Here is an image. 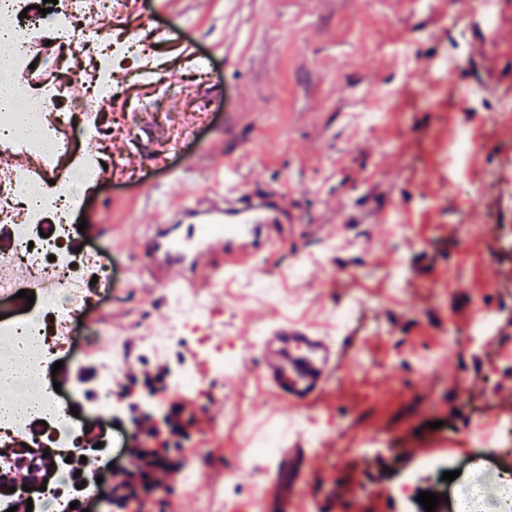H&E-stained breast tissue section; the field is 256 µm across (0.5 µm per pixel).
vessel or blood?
<instances>
[{
	"mask_svg": "<svg viewBox=\"0 0 512 512\" xmlns=\"http://www.w3.org/2000/svg\"><path fill=\"white\" fill-rule=\"evenodd\" d=\"M444 7H463L485 18L496 14L498 3L445 0ZM296 220L287 193L258 189L236 160H225L213 171L210 190L184 199L170 223L149 237V276L156 286L178 288L188 296L211 290L216 280L250 274L256 257L281 249L279 225ZM258 348L264 379L280 402L300 412L327 399L342 343L310 325L278 319Z\"/></svg>",
	"mask_w": 512,
	"mask_h": 512,
	"instance_id": "vessel-or-blood-1",
	"label": "vessel or blood"
}]
</instances>
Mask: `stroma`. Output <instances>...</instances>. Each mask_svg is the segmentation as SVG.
<instances>
[{"label":"stroma","mask_w":512,"mask_h":512,"mask_svg":"<svg viewBox=\"0 0 512 512\" xmlns=\"http://www.w3.org/2000/svg\"><path fill=\"white\" fill-rule=\"evenodd\" d=\"M145 23L165 34L115 69L111 110L139 120L130 129L109 123L107 167L77 206L87 227L70 241L99 248L114 285L88 307L55 380L89 406L91 330L124 336L130 360L112 383L111 418L122 450L194 457L198 483L184 492L170 475L165 486L117 498L112 512H205L210 501L215 512H239L257 500L276 463L239 472L244 437L282 409L260 377L255 331L285 316L330 332L350 303L344 365L327 404L312 411L336 454L319 455L297 434L291 447L311 460L295 490L341 512H425L420 493L446 494L444 473L479 455L474 425L512 404V128L493 118L512 100V46L486 31L493 23L512 32V0H499L489 22L445 15L439 0H133L113 28ZM137 68L158 71L162 86L134 81ZM370 106L380 116L367 124L360 114ZM452 130L493 149L478 162L455 156ZM229 157L260 187L286 186L301 217L285 229L287 248L255 261L291 305L253 295L246 278L209 301L212 334L233 344L239 368L228 380L205 377L203 394L177 413L167 378L194 363L197 346L180 341L160 362L167 377L142 380L160 364L144 360L142 342L170 310L140 256L164 210L178 195L207 191L211 170ZM328 239L357 246L311 264L309 278H285ZM399 268L406 280L397 289ZM488 310L498 316L494 335L477 343L453 331ZM366 372L373 385L351 404L345 393ZM445 436L457 447L435 449ZM408 444L427 447V458L408 461Z\"/></svg>","instance_id":"35a3bbf8"}]
</instances>
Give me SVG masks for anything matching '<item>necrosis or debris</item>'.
<instances>
[{
    "instance_id": "1",
    "label": "necrosis or debris",
    "mask_w": 512,
    "mask_h": 512,
    "mask_svg": "<svg viewBox=\"0 0 512 512\" xmlns=\"http://www.w3.org/2000/svg\"><path fill=\"white\" fill-rule=\"evenodd\" d=\"M28 0H0V28L11 31L13 51L6 63L11 74L33 76L37 43L62 45L66 54L88 58L91 70L52 84H43L35 94L22 98L28 122L38 131L28 137L11 128L12 115L0 113V152L22 151L37 157L40 171L26 168L0 169V223L8 225L14 247L0 253V303L14 299L18 291L33 294L29 311L0 320V375L22 369L16 382L0 387V402L16 404L10 420L0 419V512L14 501L28 498L34 512H69L75 499L96 500L102 493L97 479L113 461L114 441L103 433L101 446L88 443L83 421L70 412V400L58 394L51 368L58 352L69 348L78 320L93 299L112 286V271L100 254L87 250L67 252L64 242L72 234L71 191L98 182V160L93 144L83 151L74 148L75 136H90L102 130L112 102L108 75L111 58L124 55L139 34L124 41H110L112 13L118 0H58L51 13L29 11ZM58 222L49 237L39 233L47 213ZM99 271L96 288L84 279L86 270ZM172 314L166 328L154 330L143 342L152 358L167 357L175 343L195 338L200 346L195 365L183 367L174 383L178 389H194L200 373L232 377L237 369L234 353L212 342L207 334L212 317L201 299L171 294ZM98 392L95 398L99 421L112 409V379L127 364L119 337H107L97 347ZM45 421V439L35 440L36 450L26 457L30 468L46 473L45 490L17 488L13 479L18 464L11 439L26 432L33 422ZM52 445L51 459L38 455V448ZM448 512H512V468L491 459L473 464L453 482Z\"/></svg>"
}]
</instances>
